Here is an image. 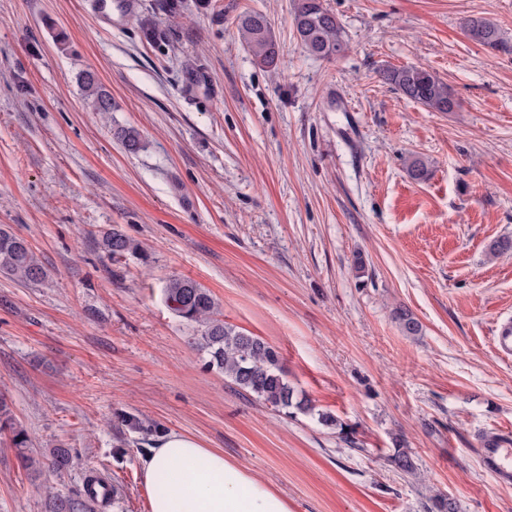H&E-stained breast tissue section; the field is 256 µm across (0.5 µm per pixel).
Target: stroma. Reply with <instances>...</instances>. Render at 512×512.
<instances>
[{
	"label": "stroma",
	"instance_id": "1",
	"mask_svg": "<svg viewBox=\"0 0 512 512\" xmlns=\"http://www.w3.org/2000/svg\"><path fill=\"white\" fill-rule=\"evenodd\" d=\"M113 2L105 26L92 0H0V225L48 271L0 274V397L28 455H72L38 474L0 432V512H49L91 471L117 490L96 512H149L148 447L125 414L223 451L292 512H438L440 497L512 512L475 453L512 438V360L492 344L512 321V252H489L512 238V0H324L349 41L329 60L299 46L296 0H136L130 16ZM253 11L277 72L241 42ZM471 17L497 23L505 49L467 37ZM413 65L448 83L456 111L379 78ZM85 70L110 113L87 105ZM114 228L139 251L108 258ZM174 275L277 347L314 414L207 368L165 304ZM399 307L420 335L401 332ZM400 448L411 472L391 462Z\"/></svg>",
	"mask_w": 512,
	"mask_h": 512
}]
</instances>
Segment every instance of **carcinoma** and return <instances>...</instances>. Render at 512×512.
<instances>
[{"mask_svg":"<svg viewBox=\"0 0 512 512\" xmlns=\"http://www.w3.org/2000/svg\"><path fill=\"white\" fill-rule=\"evenodd\" d=\"M294 26L301 48L315 58L330 60L348 49L339 20L324 6L323 0H297ZM238 29L255 62L268 70L278 69L279 54L267 18L258 12L246 14L240 19ZM463 31L473 41L493 50L504 44L498 25L483 17L465 20ZM383 79L394 90L434 112H453L457 107L448 84L423 67L391 68L383 72ZM80 82L95 111H112L111 95L91 72H83ZM114 135L127 151L140 150L141 138L137 130L118 126ZM102 245L111 259L139 249L133 239L116 228L103 236ZM0 273L32 284L41 283L47 277L45 267L25 239L2 226ZM163 293L167 306L176 316L197 325L199 335L192 338V344L206 354L207 367L223 372L241 390L275 410L312 411L311 403L303 397L297 398L295 388L288 382L278 350L263 339L225 322L208 289L190 278L173 276L166 282ZM395 321L407 336H417L422 331L419 320L406 308L395 311ZM0 429L10 430L14 447L21 450L27 447L25 430L13 422L7 404L1 399ZM70 460L69 450L58 448L49 460L48 469L62 471ZM97 503L98 497L89 486L74 497L55 499L51 512H95Z\"/></svg>","mask_w":512,"mask_h":512,"instance_id":"1","label":"carcinoma"}]
</instances>
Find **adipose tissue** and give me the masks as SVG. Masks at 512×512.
Listing matches in <instances>:
<instances>
[{
	"label": "adipose tissue",
	"mask_w": 512,
	"mask_h": 512,
	"mask_svg": "<svg viewBox=\"0 0 512 512\" xmlns=\"http://www.w3.org/2000/svg\"><path fill=\"white\" fill-rule=\"evenodd\" d=\"M149 512H291L248 469L191 435H161L141 462Z\"/></svg>",
	"instance_id": "1"
}]
</instances>
